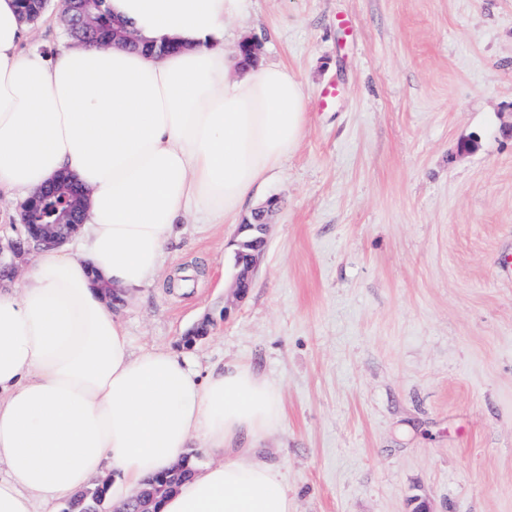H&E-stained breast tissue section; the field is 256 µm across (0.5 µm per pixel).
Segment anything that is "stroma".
Segmentation results:
<instances>
[{
  "label": "stroma",
  "mask_w": 512,
  "mask_h": 512,
  "mask_svg": "<svg viewBox=\"0 0 512 512\" xmlns=\"http://www.w3.org/2000/svg\"><path fill=\"white\" fill-rule=\"evenodd\" d=\"M60 14L21 50L53 55ZM246 38L309 116L265 253L236 298V225L189 216L162 267L207 275L113 307L133 351L277 388L259 447L294 512H512V0H249L225 52Z\"/></svg>",
  "instance_id": "obj_1"
}]
</instances>
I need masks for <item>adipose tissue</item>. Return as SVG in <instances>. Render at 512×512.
<instances>
[{
	"mask_svg": "<svg viewBox=\"0 0 512 512\" xmlns=\"http://www.w3.org/2000/svg\"><path fill=\"white\" fill-rule=\"evenodd\" d=\"M147 55L121 46L23 53L18 0H0V198L23 205L58 172L86 193L78 251L40 247L0 282V512H53L98 479L121 506L192 439L216 463L159 512H294L257 445L278 392L248 366L199 375L164 349L133 353L97 281H153L190 211L236 218L299 144L306 92L286 66L243 76L224 23L246 0H107Z\"/></svg>",
	"mask_w": 512,
	"mask_h": 512,
	"instance_id": "1",
	"label": "adipose tissue"
}]
</instances>
